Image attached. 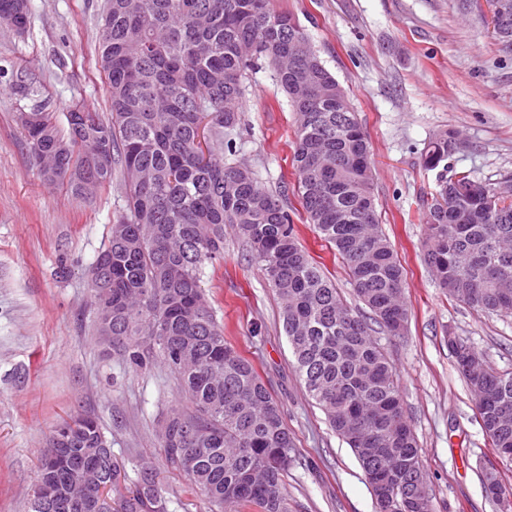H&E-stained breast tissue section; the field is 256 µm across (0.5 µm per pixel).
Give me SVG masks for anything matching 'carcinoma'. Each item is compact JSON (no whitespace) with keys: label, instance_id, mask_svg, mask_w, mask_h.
I'll return each instance as SVG.
<instances>
[{"label":"carcinoma","instance_id":"cac0c4a2","mask_svg":"<svg viewBox=\"0 0 512 512\" xmlns=\"http://www.w3.org/2000/svg\"><path fill=\"white\" fill-rule=\"evenodd\" d=\"M28 0H0V24H28ZM291 16L271 0H104L99 64L110 92L111 119L76 106L63 141L50 112L21 124L32 157L49 183L83 196L112 183L120 165L126 209L89 268L102 343L134 368L160 357L178 380L184 404L166 415L160 447L173 469L217 509L249 505L290 512L284 491L293 439L254 364L224 340L202 288L207 265L224 259V225L250 248L281 302L296 371L330 427L364 474L384 458L383 485L368 483L376 512H436L432 497L411 493L425 478L422 449L408 422L396 370L372 339V324L393 336L409 318L404 268L382 231L373 194L372 147L354 112H336L332 97L290 101L298 121L291 165L306 220L341 257L364 315L344 304L336 286L300 244L281 200L243 163L224 161L240 127V99L251 58L264 57L287 91L292 84ZM311 78L338 81L313 53ZM444 131L427 146L435 169L457 149ZM469 192L428 208L424 260L453 301L512 315V202L488 213L492 183L442 174L436 195ZM474 395V414L501 460L512 463V372L486 366L475 381L463 369L479 357L463 339L450 349ZM96 420L58 424L44 453L81 458L109 448ZM116 457L90 469L52 471L39 464L33 500L52 486L96 487L120 481ZM485 492L509 495L499 472L484 473ZM123 512H167L153 469L141 467Z\"/></svg>","mask_w":512,"mask_h":512}]
</instances>
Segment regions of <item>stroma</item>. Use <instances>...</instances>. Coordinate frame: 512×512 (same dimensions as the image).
<instances>
[{
  "instance_id": "1",
  "label": "stroma",
  "mask_w": 512,
  "mask_h": 512,
  "mask_svg": "<svg viewBox=\"0 0 512 512\" xmlns=\"http://www.w3.org/2000/svg\"><path fill=\"white\" fill-rule=\"evenodd\" d=\"M104 0H29L25 34L0 26V512H29L37 465L63 419L94 418L129 471L149 461L167 512H211L208 501L166 462L159 430L179 400L162 362L128 367L96 336L88 270L125 208L120 181L74 196L43 181L20 113L43 106L68 138L66 114L84 106L110 119L98 64ZM291 14L336 77L372 145L373 193L383 230L406 271L410 316L403 336L372 331L394 365L404 409L423 450L436 512H499L482 474L503 467L474 418L473 396L448 350L465 339L498 370H512V315L451 301L423 257L428 206L440 169L421 155L450 129L460 144L449 172L497 183L512 177V52L504 51L483 0H273ZM235 161L282 195L301 243L355 304L334 249L305 221L291 155L296 114L266 61L249 71ZM224 338L250 359L283 410L294 438L285 479L291 512H374L363 472L309 397L294 366L276 296L249 247L224 231V260L202 276Z\"/></svg>"
}]
</instances>
